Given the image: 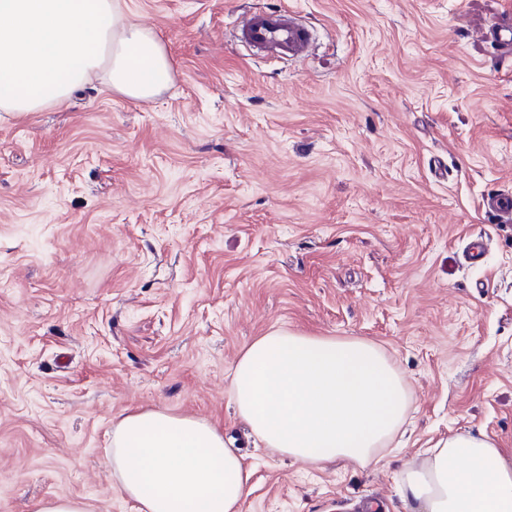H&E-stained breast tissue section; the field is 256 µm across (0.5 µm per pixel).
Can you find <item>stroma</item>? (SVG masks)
<instances>
[{"instance_id": "1", "label": "stroma", "mask_w": 512, "mask_h": 512, "mask_svg": "<svg viewBox=\"0 0 512 512\" xmlns=\"http://www.w3.org/2000/svg\"><path fill=\"white\" fill-rule=\"evenodd\" d=\"M124 2L169 88L0 117V512H135L112 429L141 410L223 432L240 512H410L399 475L448 436L512 454V223L482 207L512 194V0ZM283 5L305 59L236 42ZM275 327L386 350L409 413L379 465L256 446L230 371Z\"/></svg>"}]
</instances>
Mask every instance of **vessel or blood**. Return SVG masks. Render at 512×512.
Here are the masks:
<instances>
[{
  "label": "vessel or blood",
  "instance_id": "obj_1",
  "mask_svg": "<svg viewBox=\"0 0 512 512\" xmlns=\"http://www.w3.org/2000/svg\"><path fill=\"white\" fill-rule=\"evenodd\" d=\"M238 39L257 52L301 60L310 48L308 29L288 11H253L238 22ZM486 213L499 223H512V195L494 194L485 201Z\"/></svg>",
  "mask_w": 512,
  "mask_h": 512
}]
</instances>
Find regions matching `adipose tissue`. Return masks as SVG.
I'll return each mask as SVG.
<instances>
[{"label":"adipose tissue","mask_w":512,"mask_h":512,"mask_svg":"<svg viewBox=\"0 0 512 512\" xmlns=\"http://www.w3.org/2000/svg\"><path fill=\"white\" fill-rule=\"evenodd\" d=\"M94 79L148 100L167 87L171 65L120 0H0V112L60 106ZM231 395L264 447L316 466L375 463L408 412L406 384L381 346L285 328L243 351ZM112 475L136 512H240L251 478L214 426L162 411L117 422ZM400 484L412 512H512V457L483 435L448 437Z\"/></svg>","instance_id":"obj_1"}]
</instances>
